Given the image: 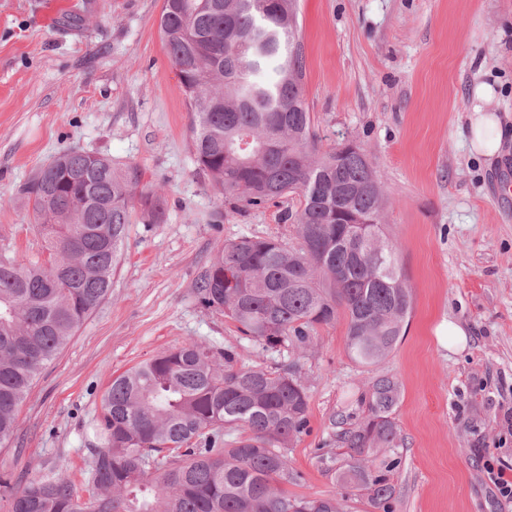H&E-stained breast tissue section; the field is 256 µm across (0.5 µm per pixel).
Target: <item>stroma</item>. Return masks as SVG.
<instances>
[{
	"instance_id": "1",
	"label": "stroma",
	"mask_w": 512,
	"mask_h": 512,
	"mask_svg": "<svg viewBox=\"0 0 512 512\" xmlns=\"http://www.w3.org/2000/svg\"><path fill=\"white\" fill-rule=\"evenodd\" d=\"M163 0H0V252L36 258L41 238L17 190L69 148L137 168L163 213L127 225L107 299L42 370L0 447L21 485L61 471L85 491L93 427L113 378L186 339L233 351L239 365L285 359L204 307L197 286L225 242L272 236L296 245L279 216L291 201L237 211L194 156L193 118L159 31ZM304 98L318 144L355 140L388 191L385 231L411 290L405 333L381 368L345 352L346 323L318 327L301 360L308 428L289 450L294 493H336L327 457L362 415L378 370L402 396L393 417L400 467L393 512H512L484 463L512 465V140L470 154L476 83H493L512 128V0H299ZM468 333L449 351L447 319Z\"/></svg>"
}]
</instances>
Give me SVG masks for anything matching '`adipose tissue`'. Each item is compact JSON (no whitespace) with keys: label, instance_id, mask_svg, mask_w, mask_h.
I'll use <instances>...</instances> for the list:
<instances>
[{"label":"adipose tissue","instance_id":"adipose-tissue-1","mask_svg":"<svg viewBox=\"0 0 512 512\" xmlns=\"http://www.w3.org/2000/svg\"><path fill=\"white\" fill-rule=\"evenodd\" d=\"M474 93L481 105L468 117L469 151L485 158L500 156L503 144L512 132L504 127L500 117L490 109L497 98L496 90L492 84L482 82L476 85Z\"/></svg>","mask_w":512,"mask_h":512}]
</instances>
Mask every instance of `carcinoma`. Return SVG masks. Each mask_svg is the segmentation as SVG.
<instances>
[{"instance_id": "obj_1", "label": "carcinoma", "mask_w": 512, "mask_h": 512, "mask_svg": "<svg viewBox=\"0 0 512 512\" xmlns=\"http://www.w3.org/2000/svg\"><path fill=\"white\" fill-rule=\"evenodd\" d=\"M160 34L212 185L241 210L297 197L280 221L295 226L298 246L224 243L201 279L202 304L280 355L309 351L317 328L342 317L349 357L383 364L412 294L382 224L376 168L357 143L323 151L313 134L297 0H163ZM139 181L134 167L69 149L20 186L43 258L0 254V445L42 370L110 294ZM140 200L143 215L160 218L154 192ZM308 399L295 360L238 367L231 350L189 340L112 380L87 496L51 471L21 489L1 473L0 498L10 512H341V497L364 491L377 512H391L398 381L382 373L370 382L362 417L337 436V498L287 490L301 481L288 445L307 429ZM231 431L239 435L223 439Z\"/></svg>"}]
</instances>
